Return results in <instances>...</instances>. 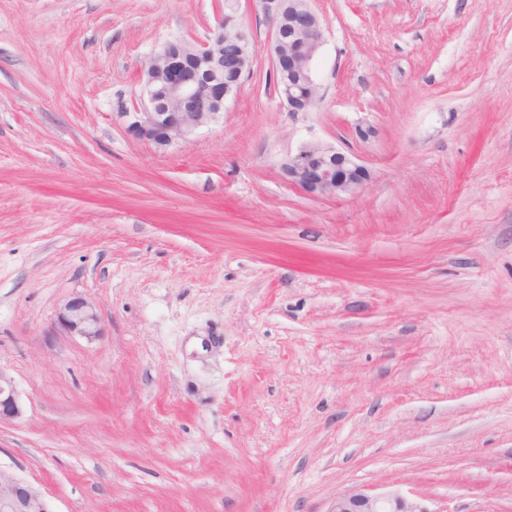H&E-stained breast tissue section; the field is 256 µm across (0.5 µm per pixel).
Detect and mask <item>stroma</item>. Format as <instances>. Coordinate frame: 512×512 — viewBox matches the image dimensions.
<instances>
[{
    "mask_svg": "<svg viewBox=\"0 0 512 512\" xmlns=\"http://www.w3.org/2000/svg\"><path fill=\"white\" fill-rule=\"evenodd\" d=\"M311 6L313 111L238 0L249 75L159 151L120 115L224 0H0V467L54 512H512V0ZM316 141L360 192L284 180ZM77 295L95 340L58 322ZM22 408L19 404L13 381L0 370V424L21 417ZM327 512H429L419 500L395 491L388 495L364 490L337 496Z\"/></svg>",
    "mask_w": 512,
    "mask_h": 512,
    "instance_id": "obj_1",
    "label": "stroma"
}]
</instances>
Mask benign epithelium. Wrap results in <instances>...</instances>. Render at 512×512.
Here are the masks:
<instances>
[{
    "instance_id": "obj_1",
    "label": "benign epithelium",
    "mask_w": 512,
    "mask_h": 512,
    "mask_svg": "<svg viewBox=\"0 0 512 512\" xmlns=\"http://www.w3.org/2000/svg\"><path fill=\"white\" fill-rule=\"evenodd\" d=\"M274 33L272 60L280 76L278 90L290 112H309L321 100L314 63L324 43L325 25L311 0H255ZM236 51L224 53V44ZM250 39L234 9L224 11L216 30L204 41L169 42L143 64L142 108L121 112L127 131L162 151L188 142L215 122L225 102L236 96L250 73ZM288 183L311 196L358 193L368 170L351 154L331 145L307 143L282 165ZM58 320L73 336L93 339L102 333L95 306L82 296L68 300ZM13 381L0 370V423L21 417ZM0 512H53L46 498L24 480L0 468ZM328 512H428L419 500L395 491L364 490L337 496Z\"/></svg>"
}]
</instances>
